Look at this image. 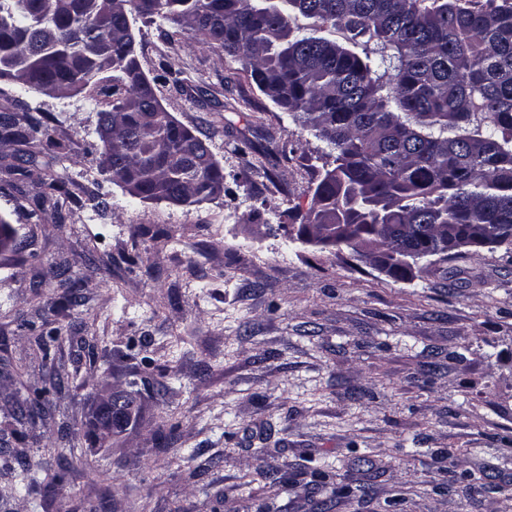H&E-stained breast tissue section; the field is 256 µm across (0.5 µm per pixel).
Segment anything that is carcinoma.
I'll return each mask as SVG.
<instances>
[{
  "label": "carcinoma",
  "mask_w": 512,
  "mask_h": 512,
  "mask_svg": "<svg viewBox=\"0 0 512 512\" xmlns=\"http://www.w3.org/2000/svg\"><path fill=\"white\" fill-rule=\"evenodd\" d=\"M130 3L243 61L263 95L326 143L299 238L352 224L346 240L322 241L404 246L400 279L437 256L448 224L512 249V0H0V80L96 89L112 136L101 169L135 181L133 198L192 206L214 200L224 174L148 97ZM1 140L58 145L29 111L0 121ZM68 197L63 181H42L30 218Z\"/></svg>",
  "instance_id": "cac0c4a2"
}]
</instances>
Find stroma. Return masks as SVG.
Wrapping results in <instances>:
<instances>
[{"instance_id": "35a3bbf8", "label": "stroma", "mask_w": 512, "mask_h": 512, "mask_svg": "<svg viewBox=\"0 0 512 512\" xmlns=\"http://www.w3.org/2000/svg\"><path fill=\"white\" fill-rule=\"evenodd\" d=\"M130 19L143 73L209 144L224 194L133 198L99 167L101 96L0 82L1 116L26 106L54 126L70 195L32 222L43 173L9 169L41 146L0 147V218L17 230L0 253V512H512V252L465 247L403 281L294 240L326 144L239 59ZM39 298L70 329L45 350L27 326ZM135 375L151 383L136 423L99 443L98 395ZM55 376L14 440L18 403ZM20 457L27 487L5 468Z\"/></svg>"}]
</instances>
